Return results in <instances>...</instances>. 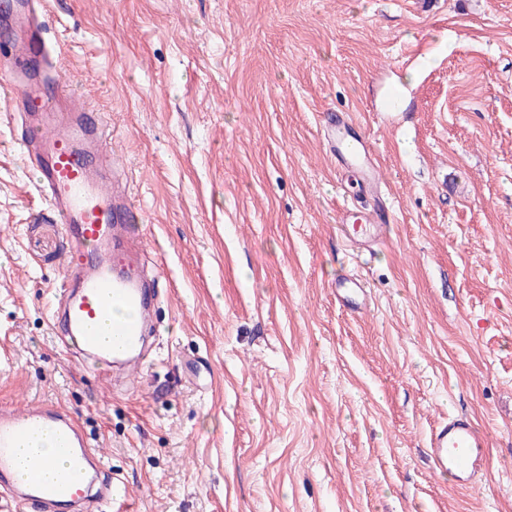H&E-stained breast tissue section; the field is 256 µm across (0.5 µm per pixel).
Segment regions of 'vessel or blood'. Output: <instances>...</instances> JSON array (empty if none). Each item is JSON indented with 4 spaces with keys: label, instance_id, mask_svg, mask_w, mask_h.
Segmentation results:
<instances>
[{
    "label": "vessel or blood",
    "instance_id": "b4317fda",
    "mask_svg": "<svg viewBox=\"0 0 512 512\" xmlns=\"http://www.w3.org/2000/svg\"><path fill=\"white\" fill-rule=\"evenodd\" d=\"M0 9L21 26L0 37L6 46L0 88L16 97L25 151L68 241L63 269L73 287L52 309V327L99 373L138 366L148 350L158 283L137 272L143 218L134 197L119 187L123 161L108 156L109 132L90 108L60 114L67 93L54 47L42 37L49 24L45 0H0ZM328 145L339 160L363 166L365 180L374 182V167L364 164L372 151L367 138L333 131ZM336 301L350 312L366 311L371 289L365 280L347 279L337 285ZM486 446L468 415L453 414L432 429L427 455L434 469L469 488L480 478ZM105 468L98 443L61 406L0 405V507L7 512H108L127 496L123 480Z\"/></svg>",
    "mask_w": 512,
    "mask_h": 512
}]
</instances>
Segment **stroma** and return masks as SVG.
<instances>
[{"label": "stroma", "instance_id": "1", "mask_svg": "<svg viewBox=\"0 0 512 512\" xmlns=\"http://www.w3.org/2000/svg\"><path fill=\"white\" fill-rule=\"evenodd\" d=\"M62 80L126 159L160 273L146 366L54 336L60 225L0 93V403L52 401L135 512H512V0H48ZM370 136L387 233L321 124ZM372 291L341 309L339 277ZM484 481L429 465L448 414ZM358 220L364 224H341L343 231H345L355 242L366 243V239L371 237L382 240L384 237L385 230L382 228V224L372 223L368 217L361 216ZM372 232V233H371Z\"/></svg>", "mask_w": 512, "mask_h": 512}]
</instances>
